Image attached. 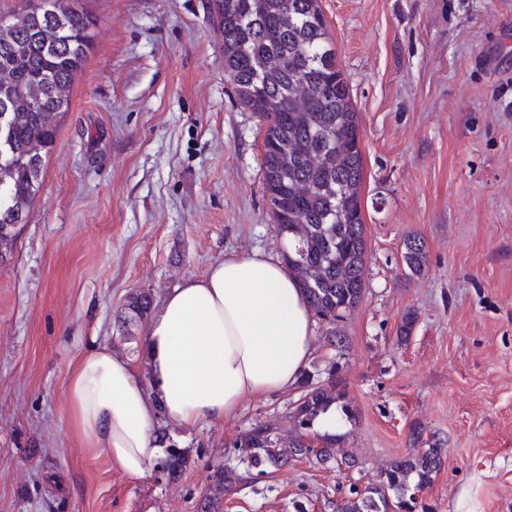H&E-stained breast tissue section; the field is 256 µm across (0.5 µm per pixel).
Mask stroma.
<instances>
[{"instance_id":"obj_1","label":"stroma","mask_w":512,"mask_h":512,"mask_svg":"<svg viewBox=\"0 0 512 512\" xmlns=\"http://www.w3.org/2000/svg\"><path fill=\"white\" fill-rule=\"evenodd\" d=\"M213 0H79L97 20L10 262L0 265V512H196L214 465L255 421L288 430L293 389L217 425L169 427L190 466L130 479L68 438L65 387L89 344L135 358L118 318L227 257L282 243L263 195L257 117L224 76ZM365 158L368 262L341 325H314L311 368L340 360L350 469L305 460L224 512H333L407 454L440 444L424 512H512V0H320ZM424 239L421 274L401 255ZM416 322L400 339L405 314Z\"/></svg>"}]
</instances>
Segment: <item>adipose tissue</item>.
<instances>
[{"label":"adipose tissue","mask_w":512,"mask_h":512,"mask_svg":"<svg viewBox=\"0 0 512 512\" xmlns=\"http://www.w3.org/2000/svg\"><path fill=\"white\" fill-rule=\"evenodd\" d=\"M312 311L282 260L254 252L187 279L152 315L142 354L91 344L66 372L68 438L126 477L161 457L159 424H221L288 391L313 358Z\"/></svg>","instance_id":"ef3b65f1"}]
</instances>
